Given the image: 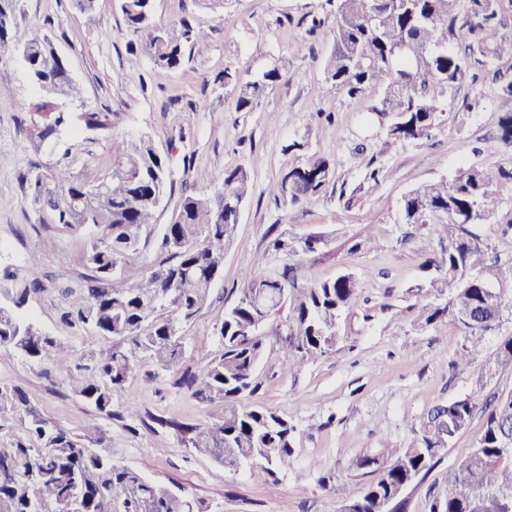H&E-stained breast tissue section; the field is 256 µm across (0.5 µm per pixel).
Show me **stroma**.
Listing matches in <instances>:
<instances>
[{
    "instance_id": "obj_1",
    "label": "stroma",
    "mask_w": 512,
    "mask_h": 512,
    "mask_svg": "<svg viewBox=\"0 0 512 512\" xmlns=\"http://www.w3.org/2000/svg\"><path fill=\"white\" fill-rule=\"evenodd\" d=\"M14 4L17 22L51 40L83 92L65 105L74 121L55 149L38 147L19 132L29 119L21 105L38 92L17 55L0 57V269L49 273L45 291L25 306L36 327L80 354L103 356L116 345L62 320L55 289L84 282L90 240L36 223L24 183L28 171L67 166L93 183L115 143L146 134L171 155L170 205L183 191H210L228 168L243 167L253 183L212 297L183 328L181 364L157 378L150 364H141L115 394L111 413L72 393L46 366L0 347V385L22 387L42 418L75 437H94L96 450L152 482L181 488L209 512H336L323 478L341 479L351 495H359L369 480L360 459L405 447L433 407L465 398L479 383L490 396L512 390V368L482 378L480 360L466 359L464 339L452 326L420 328L428 299L412 288L427 276L428 229L401 221L403 197L417 185L452 176L465 163L512 162V148H482L500 113L512 110V100L490 92L483 71L471 70L459 85L430 138L403 142L387 134L393 117L377 112L379 90L350 99L327 81L322 62L333 47L335 9L326 0H224L214 10L205 0H155L157 19H187L211 36L179 68L143 58L135 70L130 60L139 45L126 33L118 0H98L93 24L70 0ZM298 43L304 54H294ZM276 66L284 80L237 109L235 86ZM226 73L233 78L228 86L222 82ZM327 100L332 116L326 120L316 109ZM91 111L111 113V134L84 126L80 115ZM312 152L333 169L326 190L298 207L276 202L269 184L288 163ZM374 170L379 176L373 182L368 175ZM495 205L496 223L476 230L489 238L493 255L507 259L512 235H501L498 227L512 220V187L497 193ZM310 232L324 233L326 245L307 254L267 252L278 235ZM261 254L268 257L266 273L288 264L299 282L313 285L348 270L362 287L360 300L341 320L335 352L301 368L289 369L286 350L297 292L259 331L264 351L255 372L258 388L248 402L277 410L295 427L293 463L274 475L261 465L227 470L185 447L174 431L133 429L124 412L132 401L141 411L179 422H211L210 406L181 379L199 373L216 351L213 325L235 302L246 263ZM484 423V413H475L426 478L407 490L404 512H428L430 491L445 488L449 468L481 438Z\"/></svg>"
}]
</instances>
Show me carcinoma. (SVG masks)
Returning <instances> with one entry per match:
<instances>
[{
  "mask_svg": "<svg viewBox=\"0 0 512 512\" xmlns=\"http://www.w3.org/2000/svg\"><path fill=\"white\" fill-rule=\"evenodd\" d=\"M336 4L333 49L324 72L336 92L360 97L369 88L381 91V111L393 114L388 135L398 140L427 138L442 104L473 65L490 68L492 90L512 100V15L501 0H327ZM128 34L137 37L143 55L154 65L175 69L186 53L207 44L208 33L187 20L164 23L155 16L154 0H120ZM27 49L25 66L43 100L22 104L35 114L20 127L26 138L54 148L71 113L57 102L80 96L67 59L46 38L34 35L15 19L12 0H0V55ZM284 79L279 68L236 87L242 110ZM89 130L112 131V114L84 112ZM512 146V111L499 116L497 132L484 149ZM333 176L329 161L317 154L303 164H290L269 187L277 201L295 207L326 189ZM31 207L39 224L92 237L85 288L58 289L62 318L73 326L128 342L104 358L79 356L29 322L22 311L32 295L44 291L42 276L5 271L0 284V347H10L45 364L76 395L101 412L112 414L114 393L122 390L147 360L155 375L168 373L182 359V326L208 301L224 269L243 205L252 184L241 167L224 170V195L185 193L170 222L157 225L168 187L171 158L152 139L140 135L112 150V164L97 182L78 180L67 167L25 176ZM512 184V166L495 169L470 164L451 177H441L411 190L403 199L405 224L433 227L437 247L424 268L431 277L415 286L428 289L434 302L426 307L423 327L445 321L465 342L466 355L484 353L485 337L512 318V259L488 260V239L471 230L495 215V189ZM156 232L159 262L146 269L129 260L142 230ZM323 236L274 238L275 252H313ZM255 259L243 272L235 303L224 307L214 325L219 351L182 383L197 399L212 405L215 421L190 425L142 416L134 403L126 412L140 422L175 431L188 448L211 456L228 470L262 464L271 473L288 469L295 427L263 406H244L255 391L254 376L262 353L259 328L298 287L289 268L259 274ZM361 286L345 272L332 281L302 287V300L288 324L295 354L288 364L298 368L332 353L340 342L337 324L358 300ZM486 354V353H484ZM512 367V336L502 338L486 354L488 375ZM24 390L0 385V512H208L182 490L156 484L87 447L64 429L26 411ZM486 413L477 444L448 470V487L433 497L430 512H512V391L491 399L483 386L465 398L439 406L414 430L408 445L367 456L359 466L380 472L353 498L343 483L329 479L324 488L340 503L339 512H403L404 494L434 465L436 458L465 430L476 410Z\"/></svg>",
  "mask_w": 512,
  "mask_h": 512,
  "instance_id": "1",
  "label": "carcinoma"
}]
</instances>
